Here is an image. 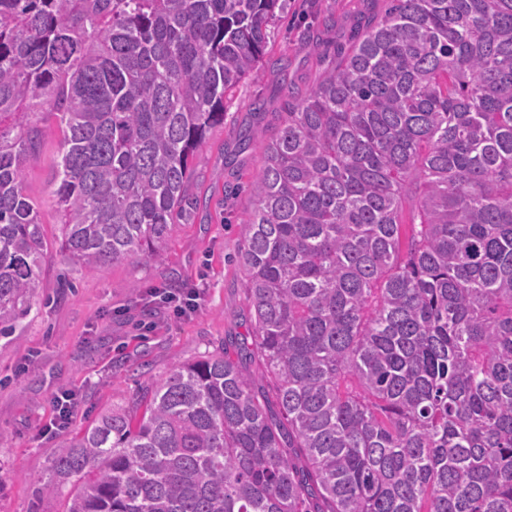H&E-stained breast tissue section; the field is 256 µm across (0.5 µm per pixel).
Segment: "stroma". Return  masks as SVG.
Segmentation results:
<instances>
[{"label": "stroma", "mask_w": 512, "mask_h": 512, "mask_svg": "<svg viewBox=\"0 0 512 512\" xmlns=\"http://www.w3.org/2000/svg\"><path fill=\"white\" fill-rule=\"evenodd\" d=\"M386 0H302L271 30L267 53L224 108L223 124L198 145L192 160L193 219L179 225L160 260L138 259L90 269L59 251L60 215L51 198L61 133L55 116L38 113L40 145L24 168L25 191L40 206L48 245L32 309L13 336L0 339V512H62L58 498L39 495L50 474L49 451L83 432L113 406H133L142 389L178 364L226 352L257 379L254 390L278 414L276 391L261 378L249 336L250 301L241 262V224L253 206L248 186L265 163L287 92L306 94L322 70L358 32L381 17ZM288 57V88L272 67ZM263 111H253L254 102ZM253 134L247 149L240 138ZM199 291L198 308L179 317L160 308L145 317L151 289ZM75 392L69 426L50 429L54 396Z\"/></svg>", "instance_id": "1"}]
</instances>
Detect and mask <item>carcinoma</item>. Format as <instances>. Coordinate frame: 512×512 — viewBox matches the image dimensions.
<instances>
[{"label":"carcinoma","instance_id":"cac0c4a2","mask_svg":"<svg viewBox=\"0 0 512 512\" xmlns=\"http://www.w3.org/2000/svg\"><path fill=\"white\" fill-rule=\"evenodd\" d=\"M288 97L250 192L252 337L51 450L64 512H512V0H388ZM288 0H0V336L45 241L24 163L62 131L59 251L162 258L191 158Z\"/></svg>","mask_w":512,"mask_h":512}]
</instances>
